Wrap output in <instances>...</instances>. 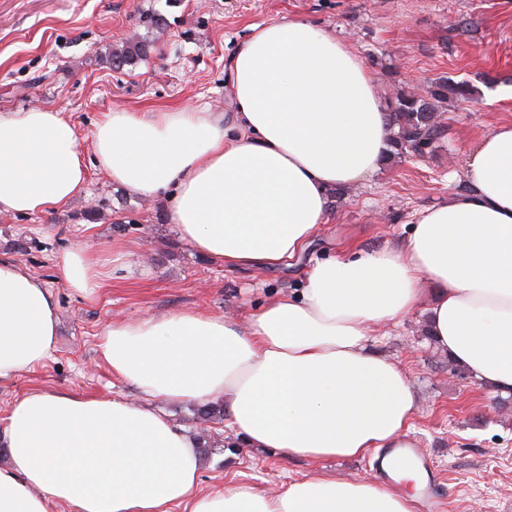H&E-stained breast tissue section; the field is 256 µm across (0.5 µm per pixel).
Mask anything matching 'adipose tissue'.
<instances>
[{
    "instance_id": "1",
    "label": "adipose tissue",
    "mask_w": 512,
    "mask_h": 512,
    "mask_svg": "<svg viewBox=\"0 0 512 512\" xmlns=\"http://www.w3.org/2000/svg\"><path fill=\"white\" fill-rule=\"evenodd\" d=\"M229 115L112 111L87 164L74 122L42 108L0 113V214L33 216L84 191L89 167L140 197L167 199L179 237L240 270H274L320 234L336 190L378 172L389 113L363 61L304 18L253 26L229 64ZM469 186L419 210L403 246L316 264L299 294L267 300L247 324L181 311L116 321L99 354L145 397L33 391L12 407L0 447V512H416L414 481L341 480L323 462L357 459L406 438L417 412L409 374L369 347L375 325L422 306L430 334L480 382L512 392V124L480 138ZM67 251L58 276L81 294L102 288L108 262ZM53 292L0 259V379L53 353ZM223 400L239 448L302 458L312 473L275 491L229 480L201 487L197 440L152 407Z\"/></svg>"
}]
</instances>
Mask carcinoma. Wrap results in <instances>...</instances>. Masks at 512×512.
I'll list each match as a JSON object with an SVG mask.
<instances>
[{
  "label": "carcinoma",
  "instance_id": "cac0c4a2",
  "mask_svg": "<svg viewBox=\"0 0 512 512\" xmlns=\"http://www.w3.org/2000/svg\"><path fill=\"white\" fill-rule=\"evenodd\" d=\"M142 42L128 43L112 53V66L119 68L147 56ZM472 95L470 86L461 81L439 78L424 95L400 92L389 100L391 149L398 157H412L418 153H432L442 140L437 115L438 104L449 99L467 100Z\"/></svg>",
  "mask_w": 512,
  "mask_h": 512
}]
</instances>
